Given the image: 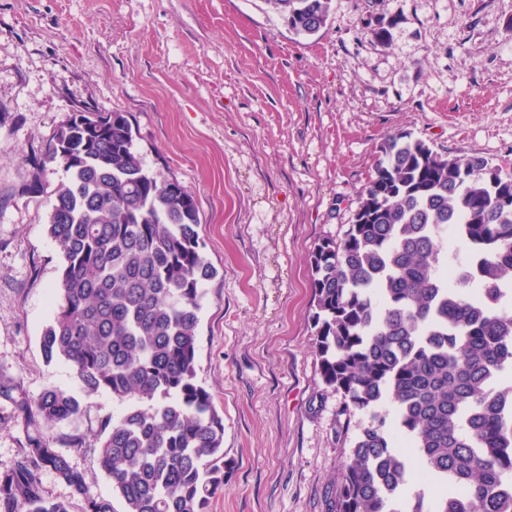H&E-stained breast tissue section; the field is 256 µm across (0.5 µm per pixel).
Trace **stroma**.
<instances>
[{
    "label": "stroma",
    "instance_id": "35a3bbf8",
    "mask_svg": "<svg viewBox=\"0 0 512 512\" xmlns=\"http://www.w3.org/2000/svg\"><path fill=\"white\" fill-rule=\"evenodd\" d=\"M87 108L124 113L146 168L197 201L217 271L203 286L197 379L235 463L208 512H333L370 417L323 383L311 253L343 237L398 131L512 169V0H332L313 36L266 0H0V374L31 401L51 387L81 398L50 434L90 494L122 512L99 464L120 407L40 347L66 173L27 158Z\"/></svg>",
    "mask_w": 512,
    "mask_h": 512
}]
</instances>
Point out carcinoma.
Here are the masks:
<instances>
[{
	"label": "carcinoma",
	"instance_id": "carcinoma-1",
	"mask_svg": "<svg viewBox=\"0 0 512 512\" xmlns=\"http://www.w3.org/2000/svg\"><path fill=\"white\" fill-rule=\"evenodd\" d=\"M297 34L325 27L331 0H267ZM340 242L312 253L316 352L326 387L370 412L336 485V512H395L414 449L441 485L431 507L403 512H512V171L481 156L449 158L400 131L380 146ZM63 160L49 219L62 273L45 357L71 364L85 391L122 413L104 423L102 467L123 512H207L224 490V421L197 380L202 286L199 209L148 170L122 112H74L41 167ZM467 246L465 257L445 234ZM11 401L25 442L0 467V512H69L51 473L83 512H113L47 430L80 410L51 388ZM395 404V421L381 411Z\"/></svg>",
	"mask_w": 512,
	"mask_h": 512
}]
</instances>
